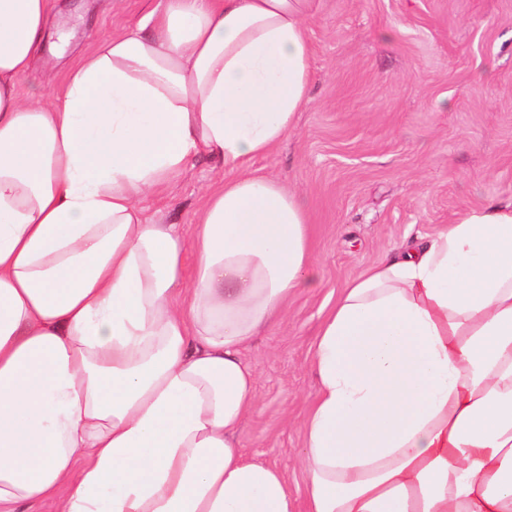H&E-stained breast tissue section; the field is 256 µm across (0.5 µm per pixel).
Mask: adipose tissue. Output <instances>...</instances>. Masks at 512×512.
<instances>
[{"label":"adipose tissue","instance_id":"adipose-tissue-1","mask_svg":"<svg viewBox=\"0 0 512 512\" xmlns=\"http://www.w3.org/2000/svg\"><path fill=\"white\" fill-rule=\"evenodd\" d=\"M54 0H0V512H512V200L347 280L296 464L248 459L243 350L322 279L302 198L247 164L310 101L315 0H166L23 101ZM191 241L140 206L199 156Z\"/></svg>","mask_w":512,"mask_h":512}]
</instances>
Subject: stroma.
<instances>
[{
    "instance_id": "stroma-1",
    "label": "stroma",
    "mask_w": 512,
    "mask_h": 512,
    "mask_svg": "<svg viewBox=\"0 0 512 512\" xmlns=\"http://www.w3.org/2000/svg\"><path fill=\"white\" fill-rule=\"evenodd\" d=\"M156 0H57L52 27L19 81L23 100L52 101L66 68L137 27ZM310 102L257 175L298 192L308 209L322 285L297 296L242 355L258 402L238 433L244 452L288 474L316 389L312 346L339 286L392 254L406 233H433L464 208L512 199V0H317ZM223 165L200 156L161 195L149 221L191 237Z\"/></svg>"
}]
</instances>
